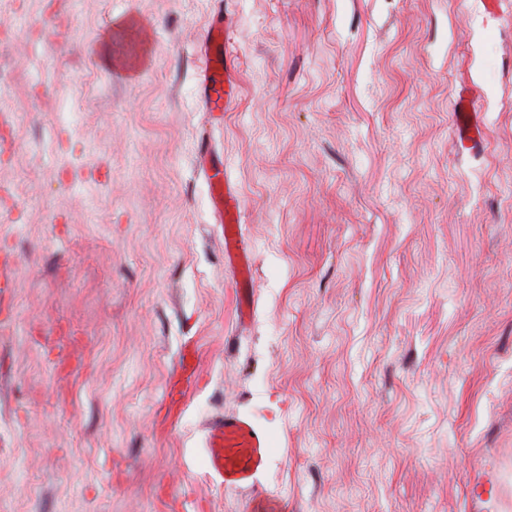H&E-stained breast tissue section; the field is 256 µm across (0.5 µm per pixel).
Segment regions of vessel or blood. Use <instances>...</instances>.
Here are the masks:
<instances>
[{"label":"vessel or blood","mask_w":512,"mask_h":512,"mask_svg":"<svg viewBox=\"0 0 512 512\" xmlns=\"http://www.w3.org/2000/svg\"><path fill=\"white\" fill-rule=\"evenodd\" d=\"M226 27L214 24L201 47L203 66L199 85L209 110L227 109L234 96L235 79L229 71V50L224 38ZM459 142L479 143L482 122L467 96H459L455 113ZM202 171L209 187L214 214L224 239L226 263L239 274L236 281L238 308L253 304V254L244 243L240 220L241 201L217 155L204 159ZM200 382L199 354L196 347L185 348L176 380L168 383L166 397L171 404H183ZM268 454L265 432L247 418L219 415L209 421L205 434V459L208 472L227 489L246 488L252 492V512H284V501L276 493L257 487L256 478Z\"/></svg>","instance_id":"1"}]
</instances>
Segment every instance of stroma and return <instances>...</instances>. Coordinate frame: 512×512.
<instances>
[{"mask_svg":"<svg viewBox=\"0 0 512 512\" xmlns=\"http://www.w3.org/2000/svg\"><path fill=\"white\" fill-rule=\"evenodd\" d=\"M221 12L240 93L212 114ZM132 17L112 51L142 62L105 66ZM2 37L0 512H249L206 472L215 414L264 429L288 512H512V0H0ZM204 140L253 250L243 327ZM226 25L217 22L208 31L200 50L203 66L199 85L210 112L223 111L232 103L235 78L229 71V50L224 33ZM456 137L463 146L465 142L476 145L483 141L482 122L480 116L474 111L472 100L463 93L458 95L455 113ZM199 354L194 346L186 347L182 353L177 379L170 381L166 397L172 405H181L200 382Z\"/></svg>","mask_w":512,"mask_h":512,"instance_id":"obj_1","label":"stroma"}]
</instances>
